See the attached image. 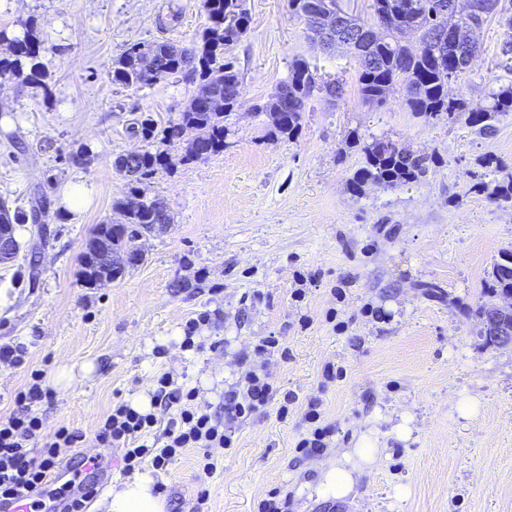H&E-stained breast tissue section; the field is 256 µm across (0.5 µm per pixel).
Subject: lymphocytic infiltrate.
<instances>
[{"label":"lymphocytic infiltrate","instance_id":"f902f5d3","mask_svg":"<svg viewBox=\"0 0 512 512\" xmlns=\"http://www.w3.org/2000/svg\"><path fill=\"white\" fill-rule=\"evenodd\" d=\"M273 394L266 365L245 364L238 380L224 393V415L219 418L208 405L198 402L195 388L165 372L156 379L153 400L167 412V419L118 401L99 420L95 438L100 444L122 449L123 469L128 473L146 465L164 469L189 448L204 449L203 469L210 473L216 469L212 449L233 447L236 423L260 411ZM51 398V391L43 388L40 374L34 371L14 397L16 411L0 415V498L43 499L48 472L82 442L81 433L65 427L49 441H42V422L34 408Z\"/></svg>","mask_w":512,"mask_h":512}]
</instances>
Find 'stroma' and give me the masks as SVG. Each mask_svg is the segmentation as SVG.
<instances>
[{
    "label": "stroma",
    "instance_id": "stroma-1",
    "mask_svg": "<svg viewBox=\"0 0 512 512\" xmlns=\"http://www.w3.org/2000/svg\"><path fill=\"white\" fill-rule=\"evenodd\" d=\"M243 5L249 29L227 48L241 82L226 146L183 164L184 145L146 142L131 128L146 116L159 129L177 120L196 92L192 76L125 87L108 67L137 43L200 39L209 24L202 0H0V28L35 30L48 75L42 86L0 78V202L40 215L19 226L18 256L0 265V344L24 350L22 365L0 364V414L14 409L32 371L48 380L70 369L71 386L36 408L44 435L65 426L84 436L51 488L65 497L88 452L111 458L118 483L121 450L95 440L114 401L151 397L169 372L220 408L238 378L237 354L276 336L270 381L294 393L287 415L275 400L240 422L235 446L214 451L216 473L203 472L201 449L184 451L160 475L166 512H193L203 488L208 512H259L272 496L288 512H512V348L485 346L475 315L498 303L483 286L512 252V209L490 200L512 173V113L482 139L466 113L428 120L407 111L397 87L385 105H368L355 58L313 44L287 0ZM478 39L465 82L448 84L449 98L472 106L512 85L501 66L512 30L491 18ZM297 58L342 79L344 92L334 101L314 94L289 139L254 107ZM381 139L426 157V175L351 191L364 146ZM144 148L177 159L142 184L164 198L172 222L145 241V262L124 278L82 287L84 242L128 195L114 161ZM78 184L92 197L74 213L62 193ZM204 312L207 349H183L186 320ZM313 400L329 434L325 448L306 453L297 444L312 429ZM464 400L470 413L459 409ZM402 420L408 433L399 436ZM365 436L383 447L379 461L349 497H317L337 451Z\"/></svg>",
    "mask_w": 512,
    "mask_h": 512
}]
</instances>
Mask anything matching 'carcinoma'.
<instances>
[{
	"instance_id": "1",
	"label": "carcinoma",
	"mask_w": 512,
	"mask_h": 512,
	"mask_svg": "<svg viewBox=\"0 0 512 512\" xmlns=\"http://www.w3.org/2000/svg\"><path fill=\"white\" fill-rule=\"evenodd\" d=\"M437 0H374L373 19L361 22L373 26L393 10L405 11L417 20L420 34L418 51L410 50L402 41L401 24L394 21L386 25L383 33L374 42L359 45L351 50L357 59V81L361 97L375 104H384L394 85L402 90L403 105L409 111L427 119L441 113L452 115L461 110V103L448 98V81H462L467 69L459 66L462 59L453 62L441 54L433 42L436 25L431 11ZM203 7L210 20V26L201 42L191 48H182L173 43L154 42L147 45L135 44L126 48L112 62L109 68L112 81L124 86H145L151 84L137 66L142 50L147 48L154 54L157 76L188 70L198 77L197 90L211 95H225V108L215 109L199 104L180 113L177 120L162 130V140L170 145L188 140V147L179 158L189 162L224 151L228 132L226 121L235 100L233 88L240 84L237 62L226 55V46L239 39L248 27V16L242 7V0H203ZM0 41L8 45L9 55L0 59V74H13L40 81L46 77L42 70L40 53L42 45L34 32L29 30L23 36H15L6 29H0ZM291 92L295 105L288 108L285 117L274 124L275 133L287 138L294 137L300 126L302 114L313 92L319 90L330 97L343 94V83L339 79L322 80L311 70L308 62L295 60L291 63L288 78L283 81ZM512 112V88L491 94V102L469 109L468 120L475 134L490 136L496 131L495 122L499 117ZM364 166L353 175L350 185L361 188L367 182L384 184L388 187L406 186L420 181L427 172L426 159L398 148L396 144L376 140L364 147ZM175 165L173 157L143 150L138 164L124 165L119 157L116 166L129 178V194H140L142 180L159 169ZM491 202L512 208V177L496 186L490 196ZM116 217L94 227L85 243L80 259L79 277L82 286L95 288L101 277L100 271L87 262L95 250L106 247L126 260L112 267L107 274L116 281L127 272L139 266L143 255L138 253V234L143 227L153 224V232L164 230L172 223L165 201L157 196H142L136 209H129L120 201L113 207ZM492 285L488 290L504 297H512V253L503 256L494 264Z\"/></svg>"
}]
</instances>
